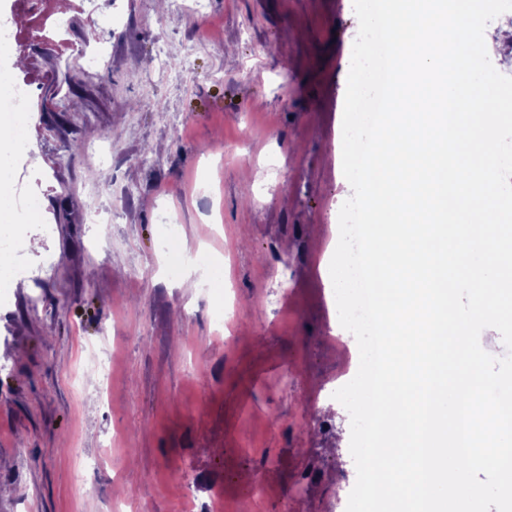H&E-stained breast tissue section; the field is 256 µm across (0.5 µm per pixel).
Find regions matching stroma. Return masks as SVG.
Wrapping results in <instances>:
<instances>
[{
	"instance_id": "1",
	"label": "stroma",
	"mask_w": 512,
	"mask_h": 512,
	"mask_svg": "<svg viewBox=\"0 0 512 512\" xmlns=\"http://www.w3.org/2000/svg\"><path fill=\"white\" fill-rule=\"evenodd\" d=\"M70 26L31 0L7 79L33 85L22 189L24 260L0 305V512H180L223 482L242 512L276 498L225 481L245 470L289 496L290 512H346L356 482L350 417L324 401L346 365L323 260L352 189L336 165L352 47L353 0H65ZM122 27L106 24L113 13ZM105 43V68L89 46ZM111 150L100 164L97 150ZM202 245L238 296V342L217 339L210 304L167 275ZM292 290L289 309L275 303ZM108 356L106 387L88 373ZM323 406L329 425L312 426ZM321 469L304 491L301 469Z\"/></svg>"
}]
</instances>
